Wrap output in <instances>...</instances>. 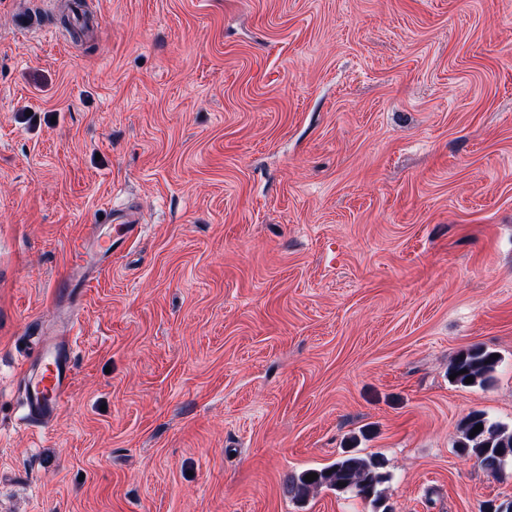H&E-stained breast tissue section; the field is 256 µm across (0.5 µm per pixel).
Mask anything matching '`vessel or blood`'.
I'll list each match as a JSON object with an SVG mask.
<instances>
[{
    "instance_id": "b4317fda",
    "label": "vessel or blood",
    "mask_w": 512,
    "mask_h": 512,
    "mask_svg": "<svg viewBox=\"0 0 512 512\" xmlns=\"http://www.w3.org/2000/svg\"><path fill=\"white\" fill-rule=\"evenodd\" d=\"M106 223L115 228L114 235L93 228L74 252L75 263L56 284L57 303L67 304L75 281L89 280L112 263L113 256L138 231L134 213L124 209H106ZM79 322L69 314L64 332L44 338L34 365L23 371L21 383L29 417L38 423L52 422L60 414L74 382L75 353L73 331Z\"/></svg>"
}]
</instances>
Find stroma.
Instances as JSON below:
<instances>
[{"label":"stroma","instance_id":"stroma-1","mask_svg":"<svg viewBox=\"0 0 512 512\" xmlns=\"http://www.w3.org/2000/svg\"><path fill=\"white\" fill-rule=\"evenodd\" d=\"M0 0V512H482L461 455L512 429V0ZM88 287L61 415L19 373L71 250ZM502 362L486 387L460 351ZM385 460L381 505L288 474ZM106 218L100 223L114 224L113 237L102 234L101 224L91 225L92 232L74 252L75 264L69 267L56 284L55 300L61 305L68 304L75 281L84 282L96 273L112 265V258L128 241L137 234L139 224L134 213L124 209H106ZM496 354L483 347H472L460 351L448 369V377L453 373H458L454 380L456 385L462 387L483 386L492 380L494 373L497 371L501 358H493ZM466 370L465 374H459V371ZM467 377L473 378V383L466 384ZM477 424H482L483 429L470 436ZM457 448L462 454L476 457L488 474L496 475L512 462V431L491 421L483 411H473L460 427Z\"/></svg>","mask_w":512,"mask_h":512}]
</instances>
